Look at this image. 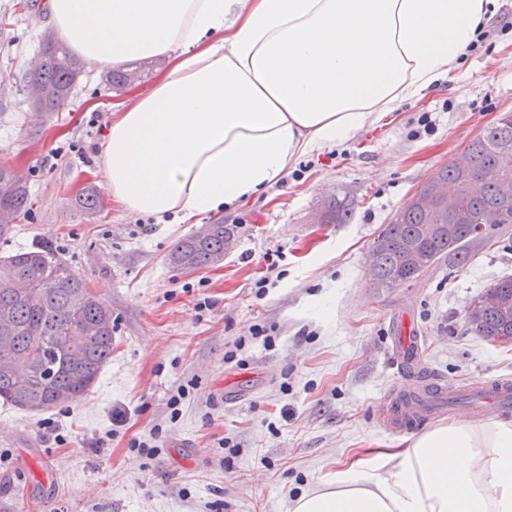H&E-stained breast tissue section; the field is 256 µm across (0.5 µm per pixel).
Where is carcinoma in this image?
Listing matches in <instances>:
<instances>
[{
  "label": "carcinoma",
  "instance_id": "1",
  "mask_svg": "<svg viewBox=\"0 0 512 512\" xmlns=\"http://www.w3.org/2000/svg\"><path fill=\"white\" fill-rule=\"evenodd\" d=\"M42 62L27 76L28 87H45L38 113L48 115L67 100L84 71V63L74 57L54 36L44 34L40 49ZM131 69H115L105 74V84L119 91L126 85ZM465 151L472 162L471 172L484 180V191L470 200L471 219L494 208L507 207L512 224V203H502L499 184L512 182V119H501L469 142ZM436 179L460 188L462 177L450 163ZM81 207L96 212L101 194L86 187L78 195ZM27 183L15 184L10 166L0 163V239L7 238L15 220L30 206ZM352 208L341 201L329 203L323 219L329 224H347ZM430 216L421 210L400 208L385 225L372 246L371 286L389 290L417 279L442 258L453 255L464 267L471 258L467 246L474 236L443 220L439 229L426 234L423 225ZM234 236V227L208 224L203 230L180 240L168 261L183 271L214 266L224 259ZM416 250L421 264L413 265L407 253ZM498 297L487 304V295ZM471 304L476 316L468 320L471 330L491 342L512 341V276L498 279ZM112 356V314L88 287L85 279L61 261L51 245L19 249L0 255V402L40 412L71 404L95 385Z\"/></svg>",
  "mask_w": 512,
  "mask_h": 512
}]
</instances>
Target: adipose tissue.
<instances>
[{"mask_svg":"<svg viewBox=\"0 0 512 512\" xmlns=\"http://www.w3.org/2000/svg\"><path fill=\"white\" fill-rule=\"evenodd\" d=\"M498 0H48L94 66L163 57L99 152L124 209L232 210L350 141L475 49ZM291 512H512V422L457 419L300 493Z\"/></svg>","mask_w":512,"mask_h":512,"instance_id":"ef3b65f1","label":"adipose tissue"}]
</instances>
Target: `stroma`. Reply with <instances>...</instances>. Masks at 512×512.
Wrapping results in <instances>:
<instances>
[{
    "label": "stroma",
    "instance_id": "35a3bbf8",
    "mask_svg": "<svg viewBox=\"0 0 512 512\" xmlns=\"http://www.w3.org/2000/svg\"><path fill=\"white\" fill-rule=\"evenodd\" d=\"M50 28L45 0H0V163L23 172L32 196L0 253L56 247L111 311L112 358L77 402L0 404V512H290L357 458L404 447L376 408L401 382L389 320L405 310L439 377L512 376V342L489 343L465 321L472 299L512 275V224L472 241L462 269L446 257L381 291L366 268L395 212L512 112V29L431 95L299 157L258 199L163 224L105 191L99 146L126 94L108 91L102 71L86 66L72 98L37 117L25 76ZM88 185L104 193L95 214L76 202ZM333 198L355 201L349 223H321ZM220 221L235 227L221 263H169L179 240ZM229 377L240 380L235 405ZM149 438L156 454L132 448Z\"/></svg>",
    "mask_w": 512,
    "mask_h": 512
}]
</instances>
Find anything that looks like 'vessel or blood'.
<instances>
[{
  "label": "vessel or blood",
  "instance_id": "1",
  "mask_svg": "<svg viewBox=\"0 0 512 512\" xmlns=\"http://www.w3.org/2000/svg\"><path fill=\"white\" fill-rule=\"evenodd\" d=\"M393 343L390 355L403 378L397 396L382 411L385 430L406 433L438 417L444 409L495 418L512 417V378L451 383L431 374L424 358L421 339L409 315L391 322Z\"/></svg>",
  "mask_w": 512,
  "mask_h": 512
}]
</instances>
